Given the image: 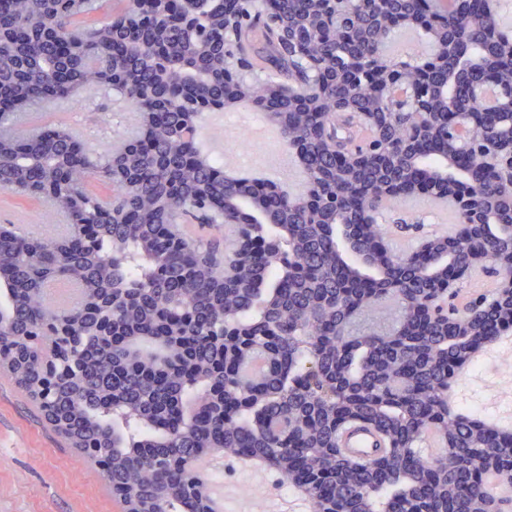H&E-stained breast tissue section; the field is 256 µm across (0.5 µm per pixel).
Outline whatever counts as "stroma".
Wrapping results in <instances>:
<instances>
[{
    "label": "stroma",
    "mask_w": 512,
    "mask_h": 512,
    "mask_svg": "<svg viewBox=\"0 0 512 512\" xmlns=\"http://www.w3.org/2000/svg\"><path fill=\"white\" fill-rule=\"evenodd\" d=\"M43 121L67 129L79 140L99 151L120 145L138 125V114L123 99L95 95L82 108L66 102L51 103L33 112L28 125ZM234 124L259 129L251 140L254 160L245 172L257 178L284 171L289 190H300L304 176L288 154L281 133L253 111L238 103L222 115L205 120L201 135L209 153L222 155L225 165L239 163V146L228 132ZM59 216L49 202L0 191V225L54 224ZM390 250L412 249L418 235H448L457 226V214L447 204L424 196L396 199L379 220ZM512 345L494 346L485 360L464 371L453 387L456 405L475 407L500 426L512 429ZM273 476L256 480L224 468V487L230 497V512L241 500L263 488L270 503L286 500V493L273 486ZM119 500L100 479L96 468L82 454L70 448L64 437L46 423L33 401L14 382L0 374V512H121Z\"/></svg>",
    "instance_id": "35a3bbf8"
}]
</instances>
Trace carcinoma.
<instances>
[{"label": "carcinoma", "mask_w": 512, "mask_h": 512, "mask_svg": "<svg viewBox=\"0 0 512 512\" xmlns=\"http://www.w3.org/2000/svg\"><path fill=\"white\" fill-rule=\"evenodd\" d=\"M225 0H206L202 33L172 25L121 30L123 13H109L86 29L76 20L99 12L100 0H0V190L46 196L67 228L88 224L91 244L61 237L19 235L0 225V276L8 292L0 317V355L14 354L10 375L32 393L44 414L65 419L68 438L90 450L91 463L119 491H140L143 512H203L190 456L222 448L226 458L259 456L293 480L327 512H502L512 502V432L486 428L475 411L453 406L461 367L512 325V304L474 292L444 296L410 266L407 256L375 250L379 224L353 234L341 252L332 226H356L364 209L389 199L376 184L406 185L413 164L438 167L441 146L413 159L375 155L384 141L409 135L426 119L393 108L384 96L387 75L369 68L390 36L391 21L416 14L435 19V52L443 62L426 70L431 53L408 55L414 79L432 112L472 108V90L486 73L512 84V41L466 31L433 0H388L367 10L352 0L347 19L324 12L322 0H250L237 29L224 28ZM251 76L249 103L274 118L284 138L306 140V176L322 196L338 188L339 205L314 214L258 188L253 178L224 182V166L198 138L205 113L170 107L167 129L145 146L95 152L44 128L20 136L22 117L47 94L77 106L97 88L131 98L130 82L151 83L170 69L169 90L209 102L228 99L224 64ZM370 161L354 172L337 167L348 154ZM485 156L474 157L466 178L496 223L454 246L461 262L474 245L512 253V190L493 180ZM112 186L110 200L90 190ZM137 183L136 190L126 181ZM238 200L244 223H224V198ZM137 210L125 224L112 211ZM286 229L301 271L259 253L234 261L242 237ZM77 285L68 326L52 321L44 292L52 280ZM448 300L465 314L489 304L470 324L474 341H450L425 322L421 304ZM386 302L399 312L392 327H355ZM258 392L263 409L224 415V399ZM353 422L372 427L380 449L364 459L342 456L339 434ZM452 438L457 452L426 456V436Z\"/></svg>", "instance_id": "obj_1"}]
</instances>
